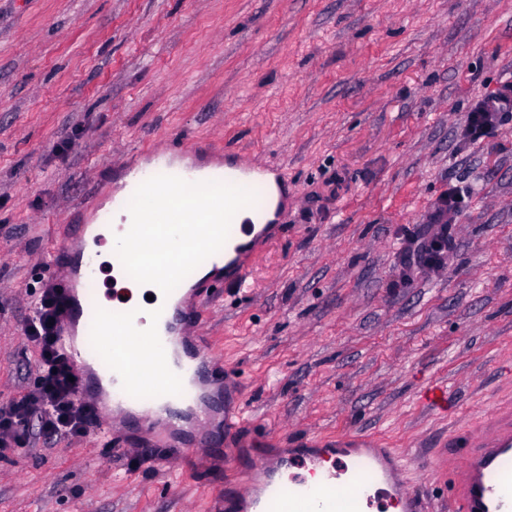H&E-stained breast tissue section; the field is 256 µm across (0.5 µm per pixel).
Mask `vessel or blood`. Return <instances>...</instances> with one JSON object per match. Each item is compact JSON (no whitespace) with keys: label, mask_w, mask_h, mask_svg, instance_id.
Segmentation results:
<instances>
[{"label":"vessel or blood","mask_w":512,"mask_h":512,"mask_svg":"<svg viewBox=\"0 0 512 512\" xmlns=\"http://www.w3.org/2000/svg\"><path fill=\"white\" fill-rule=\"evenodd\" d=\"M161 173L167 174L171 189L193 187L205 193L200 213L215 230L206 243L190 245L189 252L193 261L218 268V275L196 282L185 292L179 289L181 272L157 275L154 283L167 300L145 319L127 304L104 308L97 291L85 285L94 274L92 259L77 252L73 238L60 242L58 250L65 260L49 269L62 309L58 347L81 378L80 401L93 409L95 426L104 433L121 427L135 412L148 422L175 425L190 411L196 427L206 425L203 389L222 392L226 385L239 382L240 376L235 367L213 362L208 347L189 345V336L201 329L198 309L211 288H248L245 256L238 251L241 238H251L257 245L278 232L269 224L256 228L234 221L237 210L252 207L250 190L264 189L266 168L239 163L231 171L217 168L203 174L182 147L173 145L151 154L133 180L132 193L146 192ZM80 325L95 331L106 325L112 328V360L103 374L87 370L86 352L75 344V329ZM135 336L140 339L136 345L131 342ZM144 345L151 348L152 364L164 373L168 387L142 400L129 379ZM462 445L465 464L454 475L449 496L452 512H512V416L487 422L481 433L464 436ZM287 459L295 469L288 481L277 479L276 467L261 460L257 467L262 479L241 496L216 486L212 512H237L245 501L254 512H424L422 500L402 476V456L363 434L337 439L307 436ZM347 470L353 472L354 480L340 485L339 475ZM313 473L320 476L315 486L307 480Z\"/></svg>","instance_id":"vessel-or-blood-1"}]
</instances>
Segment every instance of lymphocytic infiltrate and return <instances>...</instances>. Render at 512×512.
Here are the masks:
<instances>
[{
  "label": "lymphocytic infiltrate",
  "mask_w": 512,
  "mask_h": 512,
  "mask_svg": "<svg viewBox=\"0 0 512 512\" xmlns=\"http://www.w3.org/2000/svg\"><path fill=\"white\" fill-rule=\"evenodd\" d=\"M510 123L511 82L474 104L460 135L466 142L483 141ZM468 196V190L449 187L435 219L429 220L423 233L407 237L399 255L402 271L434 267V255L448 245L449 221ZM60 313L55 286H45L25 325L27 339L39 350L38 372L30 391L0 404V458L27 439L30 427H37L48 439L73 440L82 438L94 422L91 408L78 399V385L71 380L73 370L56 345Z\"/></svg>",
  "instance_id": "f902f5d3"
}]
</instances>
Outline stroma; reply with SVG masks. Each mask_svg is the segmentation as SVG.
<instances>
[{"mask_svg":"<svg viewBox=\"0 0 512 512\" xmlns=\"http://www.w3.org/2000/svg\"><path fill=\"white\" fill-rule=\"evenodd\" d=\"M507 81L512 0H0V401L35 376L25 319L59 224L147 150L242 155L288 188L250 290L201 307L214 359L244 371L236 464L132 465L137 427L34 434L0 459V512H210L214 484L253 477L258 428L364 432L448 512L449 435L512 412V124L460 142ZM457 182L445 269L400 280L403 233Z\"/></svg>","mask_w":512,"mask_h":512,"instance_id":"1","label":"stroma"}]
</instances>
